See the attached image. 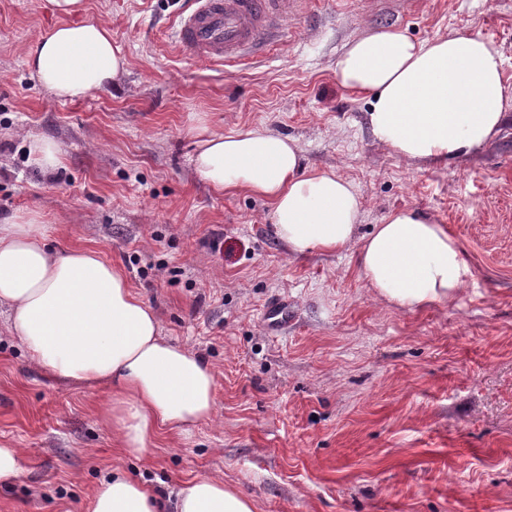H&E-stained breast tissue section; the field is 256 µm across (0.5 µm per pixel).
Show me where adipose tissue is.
I'll return each instance as SVG.
<instances>
[{"label": "adipose tissue", "instance_id": "1", "mask_svg": "<svg viewBox=\"0 0 512 512\" xmlns=\"http://www.w3.org/2000/svg\"><path fill=\"white\" fill-rule=\"evenodd\" d=\"M60 23L32 46L26 64L55 100L78 102L121 82L127 61L85 0H47ZM347 91L371 98L377 141L414 161L469 154L502 131L512 82L492 40L448 35L416 42L383 28L347 42L336 59ZM195 176L214 190L244 188L264 198L291 255L353 250L366 288L412 311L454 300L469 274L446 225L410 209L391 212L358 236L362 200L333 171L309 169L293 140L266 128L224 134L199 127ZM32 364L65 382L109 388L107 416L121 448L146 452L158 429L187 434L215 407L212 367L161 334L158 317L124 274L95 250H51L39 214L0 224V308ZM89 512H254L222 478L201 476L160 502L143 483L113 469Z\"/></svg>", "mask_w": 512, "mask_h": 512}]
</instances>
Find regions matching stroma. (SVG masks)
<instances>
[{
	"label": "stroma",
	"instance_id": "stroma-1",
	"mask_svg": "<svg viewBox=\"0 0 512 512\" xmlns=\"http://www.w3.org/2000/svg\"><path fill=\"white\" fill-rule=\"evenodd\" d=\"M189 0H86L128 60L119 87L52 100L25 67L58 19L0 0V218L41 215L56 249H93L211 364L213 416L124 455L108 391L33 366L0 309V445L20 451L0 512H87L113 467L164 492L223 477L255 512H512V106L489 145L411 162L379 145L364 98L336 81L343 46L397 28L424 41L482 35L512 78V0H306L272 50L218 67L175 42ZM269 127L307 166L362 196L359 234L397 209L448 228L471 274L456 299L402 311L374 298L349 253L290 256L247 190L196 179L195 127ZM50 137L62 164L26 162ZM287 298L292 317L265 314ZM28 161L43 172L56 170L62 163L64 150L56 140L40 135L25 134Z\"/></svg>",
	"mask_w": 512,
	"mask_h": 512
}]
</instances>
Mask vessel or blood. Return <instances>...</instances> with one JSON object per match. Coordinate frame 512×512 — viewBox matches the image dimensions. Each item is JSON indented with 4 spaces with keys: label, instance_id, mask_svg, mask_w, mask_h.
I'll use <instances>...</instances> for the list:
<instances>
[{
    "label": "vessel or blood",
    "instance_id": "1",
    "mask_svg": "<svg viewBox=\"0 0 512 512\" xmlns=\"http://www.w3.org/2000/svg\"><path fill=\"white\" fill-rule=\"evenodd\" d=\"M296 0H192L176 30L183 54L220 64L261 48L294 11Z\"/></svg>",
    "mask_w": 512,
    "mask_h": 512
}]
</instances>
